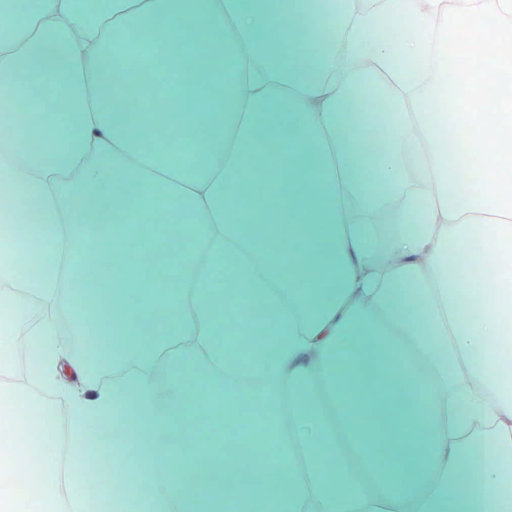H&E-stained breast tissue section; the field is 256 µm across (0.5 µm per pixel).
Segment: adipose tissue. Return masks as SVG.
Listing matches in <instances>:
<instances>
[{"mask_svg": "<svg viewBox=\"0 0 512 512\" xmlns=\"http://www.w3.org/2000/svg\"><path fill=\"white\" fill-rule=\"evenodd\" d=\"M477 17L467 42L430 40L447 11ZM0 99L23 95V122L0 139V187L33 208L39 276L11 288L0 253V373L28 331V393L61 372L89 381L98 362L58 333L111 336L110 385L70 395L64 424L74 476L43 488L46 512L83 496L80 454L124 422L157 512H512V375L497 360L512 289L483 271L512 258V120L476 112L487 65L512 61V0H7ZM306 15L308 28L291 25ZM401 17L397 40L379 34ZM82 26L77 44L69 36ZM163 44L166 69L202 103L160 124L116 112L149 97L116 73L130 35ZM230 53L231 73L201 68ZM377 62L391 107L376 120L369 85L338 58ZM54 75L60 122L30 73ZM234 107L225 110V98ZM197 163L158 161L162 134ZM269 202L254 206L255 186ZM156 204L145 214L144 198ZM383 212V223L374 215ZM285 226L286 248L270 247ZM129 242L134 259L109 256ZM225 274L262 299L275 346L262 391L226 369ZM134 297L125 305L113 292ZM192 337L193 348L181 347ZM182 458L187 469L170 467ZM204 464L205 479L188 469Z\"/></svg>", "mask_w": 512, "mask_h": 512, "instance_id": "adipose-tissue-1", "label": "adipose tissue"}]
</instances>
